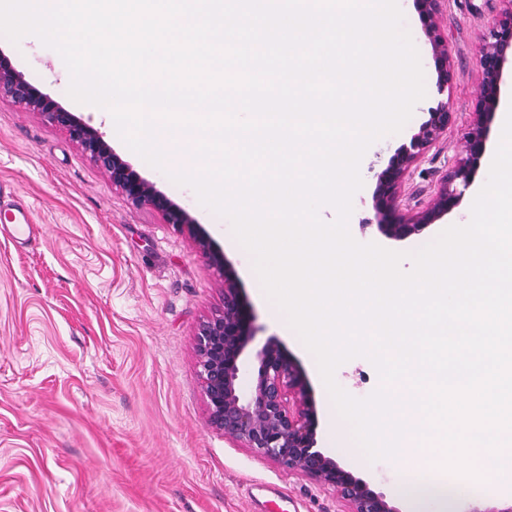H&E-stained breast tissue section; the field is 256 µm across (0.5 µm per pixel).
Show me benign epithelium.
Masks as SVG:
<instances>
[{"instance_id": "obj_1", "label": "benign epithelium", "mask_w": 512, "mask_h": 512, "mask_svg": "<svg viewBox=\"0 0 512 512\" xmlns=\"http://www.w3.org/2000/svg\"><path fill=\"white\" fill-rule=\"evenodd\" d=\"M442 0H415L428 38L439 93L448 89L449 45L439 32L437 16ZM512 52V10L502 14L489 30L480 66L479 110L474 126L463 140L464 157L438 179L433 196L425 203L410 204L402 188L411 165L427 154L454 123L448 102L439 101L409 142L397 148L376 173L373 193L377 227L388 239L404 241L444 220L460 205L488 149L489 123L500 101L505 66ZM41 113L69 137L103 170L112 186L134 207H148L175 227L205 253L224 277L223 306L202 320L197 328L195 354L208 421L225 437L251 449L258 456L331 488L348 512H398L386 497L344 470L335 459L315 449L317 411L308 384L280 340L271 336L256 350L258 376L253 392L245 397L239 378L246 349L255 337L254 317L242 288L224 254L213 244L202 225L187 210L138 174L105 140L104 134L64 109L50 95L17 71L0 53V97Z\"/></svg>"}]
</instances>
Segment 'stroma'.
<instances>
[{
	"label": "stroma",
	"instance_id": "stroma-1",
	"mask_svg": "<svg viewBox=\"0 0 512 512\" xmlns=\"http://www.w3.org/2000/svg\"><path fill=\"white\" fill-rule=\"evenodd\" d=\"M403 28L419 53L425 97L404 128L370 145L363 186L352 200L349 232L360 243L411 253L445 225L468 216L476 188L457 213L405 241L378 230L375 175L407 143L438 100L436 72L414 0H400ZM512 0H445L440 32L455 74L447 135L416 162L406 193L428 200L441 173L461 157L475 119L480 56L494 19ZM0 50L66 110L103 133L114 151L185 207L237 274L255 314L256 343L280 339L307 379L318 415L317 447L384 493L399 512H419L400 491L399 462L368 460L337 447L340 426L315 357L273 315L230 221L200 204L194 190L131 152L109 121L72 100L65 63L33 35ZM31 206L33 234L18 243L0 225V512H340L330 488L261 458L214 430L197 373L199 323L223 305L224 281L187 236L146 207L130 205L68 133L37 112L0 97V184ZM356 398L379 384L356 357L336 370Z\"/></svg>",
	"mask_w": 512,
	"mask_h": 512
}]
</instances>
